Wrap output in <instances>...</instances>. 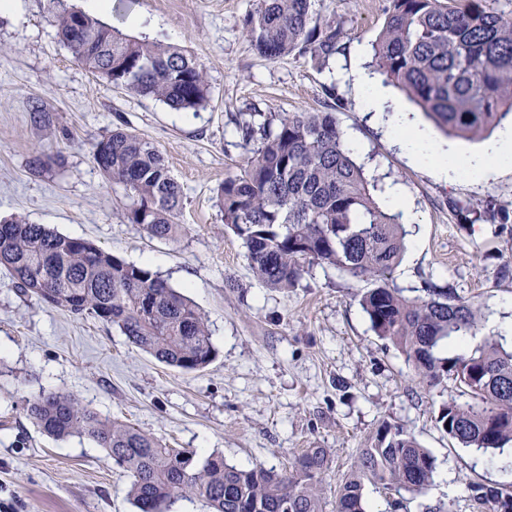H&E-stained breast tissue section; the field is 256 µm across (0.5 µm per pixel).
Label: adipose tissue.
Returning <instances> with one entry per match:
<instances>
[{
  "instance_id": "1",
  "label": "adipose tissue",
  "mask_w": 512,
  "mask_h": 512,
  "mask_svg": "<svg viewBox=\"0 0 512 512\" xmlns=\"http://www.w3.org/2000/svg\"><path fill=\"white\" fill-rule=\"evenodd\" d=\"M354 76L356 83L368 92L367 110L378 115L389 114L391 128L400 146L417 164L432 168L442 177L452 180L463 169L475 177H489L499 165L512 159V129L507 128L486 142L478 152L465 157L462 166L451 164L455 151L450 144L435 141L430 132L416 124L399 104H386L380 85L365 68H358Z\"/></svg>"
}]
</instances>
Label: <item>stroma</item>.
Masks as SVG:
<instances>
[{
    "label": "stroma",
    "mask_w": 512,
    "mask_h": 512,
    "mask_svg": "<svg viewBox=\"0 0 512 512\" xmlns=\"http://www.w3.org/2000/svg\"><path fill=\"white\" fill-rule=\"evenodd\" d=\"M20 3L18 13L0 9V218L21 214L150 267L205 314L218 356L196 372L159 363L112 326L22 295L0 268V501L11 512H134L129 479L103 449L79 437L54 440L28 418V400L66 391L171 447L200 458L218 450L243 468L280 469L304 449H329L322 484L329 504L359 449L387 421L436 459L431 483L405 494L400 512H482L468 484L512 482L500 469L512 444L484 453L450 440L435 417L454 396L452 383L426 387L374 334L360 304L366 282L316 266L295 287L265 286L216 205L219 184L240 174L246 156L235 116L333 107L359 145L355 159L375 199L399 187L417 216L390 286L411 296L427 281L449 285L478 306V337H501L512 349V337L498 329L512 319V276L501 274L512 261V224L467 219L491 198L512 210V161L487 182L444 181L410 161L344 76L357 48L380 33L389 0H313L314 12L346 34V54L323 69L295 55H258L242 34L253 0H119L126 33L157 35L205 67L209 101L187 110L91 73L57 39L51 0ZM35 100L44 107L36 118ZM118 125L152 143L179 183L175 239L149 237L119 218L123 190L92 157ZM57 155L62 165L31 174L34 158Z\"/></svg>",
    "instance_id": "obj_1"
}]
</instances>
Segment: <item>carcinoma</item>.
I'll return each instance as SVG.
<instances>
[{"label":"carcinoma","mask_w":512,"mask_h":512,"mask_svg":"<svg viewBox=\"0 0 512 512\" xmlns=\"http://www.w3.org/2000/svg\"><path fill=\"white\" fill-rule=\"evenodd\" d=\"M56 5V37L73 58L113 85L175 110L208 100L205 68L157 37L130 36L65 0ZM86 37L71 38L78 19ZM243 35L264 57L298 55L326 66L344 50L343 27L322 22L312 0H254ZM373 64L445 134L481 139L512 116V12L487 0H390L373 44ZM238 124L248 155L240 174L217 188L224 224L246 248L255 277L288 289L313 265L334 267L371 288L360 304L376 336L399 349L429 388L451 380L464 400L443 402L437 422L464 448L488 451L512 442V351L489 337L468 353L437 355L440 344L475 334L479 310L449 288L407 297L388 284L406 231L374 199L334 112L276 117L249 113ZM93 160L122 187L120 217L151 238L177 234L183 193L159 151L118 127L96 142ZM479 218L503 226L512 212L493 199ZM0 267L17 290L73 315L114 326L158 362L196 371L217 357L207 319L183 293L146 266L129 263L88 240L15 215L0 220ZM27 412L57 440L85 437L104 449L130 480L136 512H168L177 498L199 499L209 512H326L321 485L325 448H307L288 469L238 468L214 452L200 461L185 448L104 417L69 392L43 393ZM435 458L403 427L384 422L360 450L336 494L334 512H365L366 484L420 492ZM490 512H512V483L469 486Z\"/></svg>","instance_id":"obj_1"}]
</instances>
